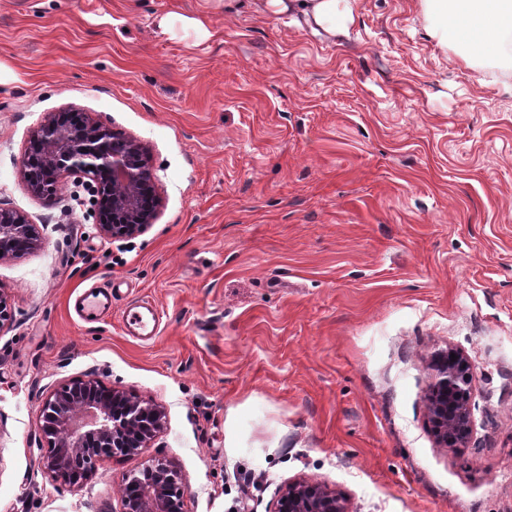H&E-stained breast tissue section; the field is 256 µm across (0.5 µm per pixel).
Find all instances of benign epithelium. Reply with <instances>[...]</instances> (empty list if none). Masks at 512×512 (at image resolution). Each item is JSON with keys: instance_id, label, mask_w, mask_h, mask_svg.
<instances>
[{"instance_id": "1", "label": "benign epithelium", "mask_w": 512, "mask_h": 512, "mask_svg": "<svg viewBox=\"0 0 512 512\" xmlns=\"http://www.w3.org/2000/svg\"><path fill=\"white\" fill-rule=\"evenodd\" d=\"M40 148L35 162L25 158L22 174L33 193L56 200L60 179L74 175L111 198L110 220L99 219L106 239L127 238L155 223L156 177L145 160V149L134 138L113 133L85 119L71 126L50 118L37 129ZM37 239L27 215L0 207V260L33 248ZM456 360H451V355ZM430 383L426 403L432 432L442 448H465L472 435L475 389L467 357L452 347L435 351L428 362ZM164 410L95 378L71 382L46 397L40 432L48 444L41 469L64 483L89 479L104 457L138 456L160 432ZM119 512H184L177 472L166 459L152 458L142 469L121 478ZM271 512H350L347 500L326 484L312 479L288 483Z\"/></svg>"}]
</instances>
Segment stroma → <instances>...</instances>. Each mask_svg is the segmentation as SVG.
I'll use <instances>...</instances> for the list:
<instances>
[{"label": "stroma", "instance_id": "1", "mask_svg": "<svg viewBox=\"0 0 512 512\" xmlns=\"http://www.w3.org/2000/svg\"><path fill=\"white\" fill-rule=\"evenodd\" d=\"M352 8L328 39L202 0H0V205L38 236L0 261V512H118L149 456L185 512H269L301 478L351 512H512V71L441 48L422 0ZM69 112L145 145V233L99 237L76 177L53 205L28 188L34 132ZM93 284L116 301L87 325L68 300ZM141 298L149 341L123 327ZM449 346L474 374L465 448L427 419ZM89 375L166 422L68 488L39 467L40 411Z\"/></svg>", "mask_w": 512, "mask_h": 512}]
</instances>
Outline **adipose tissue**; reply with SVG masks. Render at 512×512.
<instances>
[{"label":"adipose tissue","mask_w":512,"mask_h":512,"mask_svg":"<svg viewBox=\"0 0 512 512\" xmlns=\"http://www.w3.org/2000/svg\"><path fill=\"white\" fill-rule=\"evenodd\" d=\"M258 15L295 12L327 36H335L349 0H244ZM424 16L441 45L465 62L512 66V0H422Z\"/></svg>","instance_id":"adipose-tissue-1"}]
</instances>
